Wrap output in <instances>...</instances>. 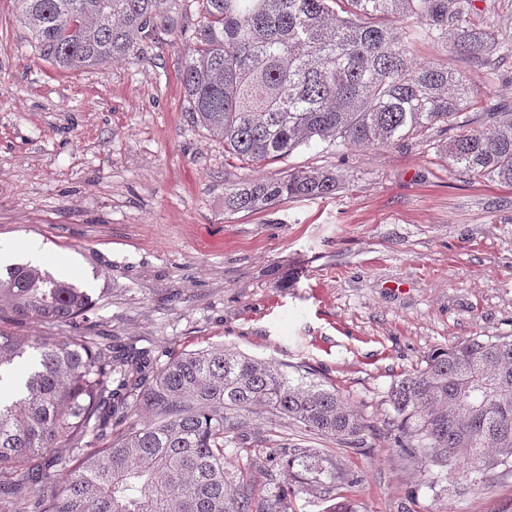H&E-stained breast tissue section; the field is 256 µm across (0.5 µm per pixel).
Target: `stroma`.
<instances>
[{"label":"stroma","instance_id":"35a3bbf8","mask_svg":"<svg viewBox=\"0 0 512 512\" xmlns=\"http://www.w3.org/2000/svg\"><path fill=\"white\" fill-rule=\"evenodd\" d=\"M144 53L60 71L0 0V240L67 255L114 342L156 357L224 345L351 402L360 449L256 410L254 443L225 451L256 495L289 481L288 512H512V474L459 497L457 469L397 451L387 401L434 349L512 336V186L450 168L434 135L323 143L281 166L336 169L335 196L225 214L224 183L243 172L184 112L183 41ZM477 79L474 108L512 101V61ZM284 443L335 466L332 493L277 466Z\"/></svg>","mask_w":512,"mask_h":512}]
</instances>
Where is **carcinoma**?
<instances>
[{
	"instance_id": "1",
	"label": "carcinoma",
	"mask_w": 512,
	"mask_h": 512,
	"mask_svg": "<svg viewBox=\"0 0 512 512\" xmlns=\"http://www.w3.org/2000/svg\"><path fill=\"white\" fill-rule=\"evenodd\" d=\"M195 7L180 80L191 123L224 140V160L252 175L224 182V213L336 194L331 169H264L318 142L389 146L459 128L476 73L512 57L475 0H15L42 59L60 71L138 58L177 32L178 2ZM422 43L439 55L419 61ZM464 68L448 66L444 56ZM448 165L512 185V103L466 120ZM93 301L30 265L0 268V512H286L285 485L252 496L250 470L224 449L251 440L261 407L354 448L366 425L336 392L297 382L284 365L224 346L167 355L86 335ZM37 321L69 336L17 332ZM400 452L452 466L480 488L512 472V339L434 350L387 394ZM124 424L112 436L114 422ZM282 465L328 487L336 473L314 448L283 447ZM59 482L49 494L47 484Z\"/></svg>"
}]
</instances>
